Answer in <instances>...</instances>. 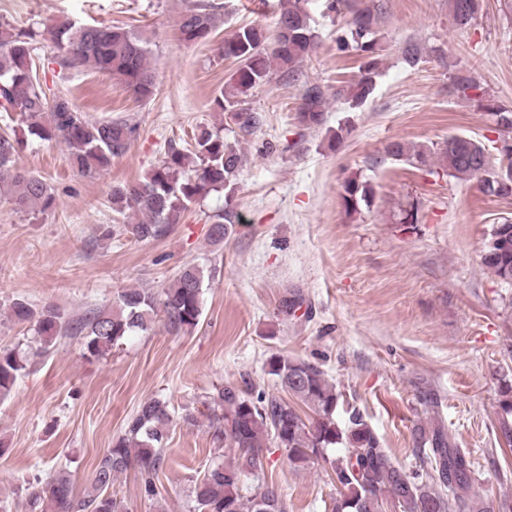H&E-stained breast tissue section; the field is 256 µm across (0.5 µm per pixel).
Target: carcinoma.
Returning <instances> with one entry per match:
<instances>
[{"label": "carcinoma", "mask_w": 512, "mask_h": 512, "mask_svg": "<svg viewBox=\"0 0 512 512\" xmlns=\"http://www.w3.org/2000/svg\"><path fill=\"white\" fill-rule=\"evenodd\" d=\"M454 22L468 25L482 10L483 0H450ZM329 8L347 12L345 36L338 49L366 54L368 61L357 82L336 88L335 96L354 109L374 89L378 58L375 57L376 14L354 0H332ZM219 21L218 6L196 3L179 16L177 33L187 43L208 40ZM42 45L55 53L60 71L91 66L118 79L139 101L151 97L155 75L150 65L149 43L132 28L99 26L65 18L16 28L0 24V107L17 113L27 135L41 142H60L69 148L71 165L83 176L95 177L123 155L135 140L138 127L128 119L91 121L65 95L50 97L38 75L35 51ZM317 33L310 24L305 0H285L274 40L260 26L246 24L224 38L221 53L237 63L223 98L216 100L224 112L235 114L234 132L252 134L261 123L247 106L249 93L267 83L274 71L294 77L299 64L313 54ZM455 92L512 127V110L487 96L471 78L453 77ZM325 93L309 87L300 107V123L310 129L325 123ZM19 141L0 134V182L8 183L15 209L34 213L49 209L55 195L40 176L22 170L18 163ZM387 154L395 160L432 162L446 175L459 180L479 176L490 164L485 147L466 137H453L437 151L427 147L410 151L392 142ZM244 157L224 139L219 130L207 127L194 134L193 149L172 145L165 157L142 181L112 187V211L140 213L144 220L124 225V231L141 241L167 236L182 223L190 206L218 189L233 190L243 170ZM369 198V188L355 178L344 184L347 212H356ZM235 215L227 210L215 215L209 238L224 243ZM482 264L503 283L512 285V224L493 225ZM213 271L196 264L182 268L174 282L161 293L147 288L121 292L110 308L93 309L74 326L52 305L34 311L27 303H14L15 318L35 320L36 351L46 353L59 338L79 335L84 355L100 358L132 336L152 329L153 315L161 310L171 334L192 332L202 315L201 296ZM30 352L18 347L0 349V397L10 394L18 377L28 370ZM269 374L276 377L282 394L250 392L225 384L214 388L203 402L205 411H188L182 421L207 419L224 437L229 455L211 462L194 481L191 495L194 512H266L262 498L275 501L278 512H287L278 487L265 480L266 451L274 444L287 452L295 470L323 462L336 483L339 497L331 512H383L388 505L402 512H486L475 492L474 463L465 450L456 447L438 417L436 401L424 402L426 419L412 430L413 452L420 469L408 472L392 459L389 449L366 421L352 408L339 418L341 394L316 364L283 354L268 359ZM501 436L512 443V384L501 391ZM312 416H304V410ZM173 418L165 402L149 398L127 422L124 434L94 470L89 490L73 495L69 474L57 471L28 496L29 512H127L112 486L117 476L137 471L141 493L152 501L160 494L157 482L166 461V443ZM259 481L257 491L246 499L241 493L248 478Z\"/></svg>", "instance_id": "obj_1"}]
</instances>
